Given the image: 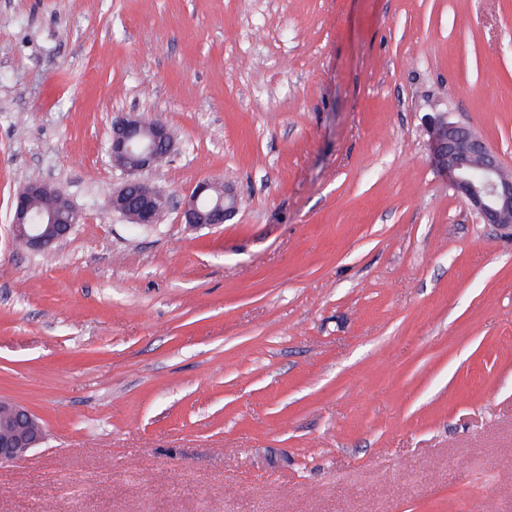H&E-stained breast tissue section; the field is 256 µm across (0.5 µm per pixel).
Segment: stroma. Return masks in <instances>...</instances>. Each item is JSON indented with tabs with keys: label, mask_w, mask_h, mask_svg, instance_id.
Masks as SVG:
<instances>
[{
	"label": "stroma",
	"mask_w": 512,
	"mask_h": 512,
	"mask_svg": "<svg viewBox=\"0 0 512 512\" xmlns=\"http://www.w3.org/2000/svg\"><path fill=\"white\" fill-rule=\"evenodd\" d=\"M435 108L512 169V0H0V398L45 430L0 512H512V232ZM129 112L159 224L109 206ZM31 181L80 214L37 253ZM173 147L169 128L130 113L112 123V161L128 176L122 187L109 198L110 207L132 224H156L160 203H166L159 190L141 175L152 170ZM430 160L435 171L446 177L486 224L512 230L511 171L504 169L499 154L483 137L452 121L447 112L425 115ZM213 192L217 194L216 199ZM237 202L229 183L207 179L199 182L193 192L179 203V209L185 224L201 228L224 223L235 211ZM48 193L47 185L35 181L25 185L14 200L11 224L13 240L29 251H45L62 242L79 221L78 211L59 189L57 201L45 205V212H33Z\"/></svg>",
	"instance_id": "1"
}]
</instances>
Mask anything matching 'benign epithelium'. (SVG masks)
Instances as JSON below:
<instances>
[{"label":"benign epithelium","instance_id":"benign-epithelium-1","mask_svg":"<svg viewBox=\"0 0 512 512\" xmlns=\"http://www.w3.org/2000/svg\"><path fill=\"white\" fill-rule=\"evenodd\" d=\"M430 160L435 171L446 177L486 224L512 228V179L502 176L504 165L499 154L483 137L451 120L447 112L425 115ZM173 147L169 128L144 116L130 113L112 123V161L127 175L122 187L109 198L110 207L132 224H153L164 201L159 190L141 175L152 170ZM41 182L25 185L13 205L14 242L29 251H45L65 240L79 213L62 191L45 210L34 207L48 196ZM237 196L224 181L203 180L179 203L184 223L193 228L224 223L235 211ZM7 415V426L0 428V463L11 462L36 447L44 439V428L32 430L37 417L26 407L0 399V416Z\"/></svg>","mask_w":512,"mask_h":512}]
</instances>
